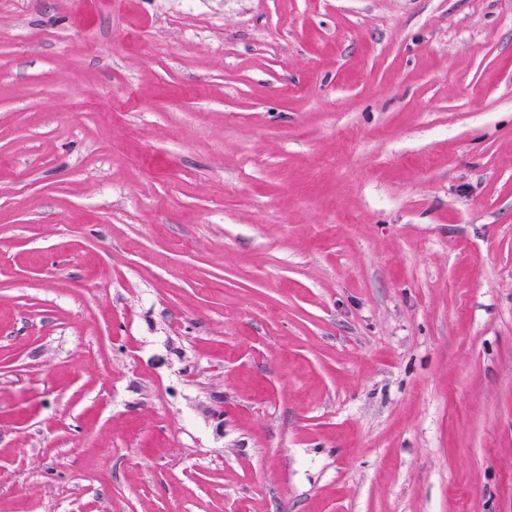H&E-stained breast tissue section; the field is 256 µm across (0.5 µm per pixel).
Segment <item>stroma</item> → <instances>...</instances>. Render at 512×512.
<instances>
[{
    "instance_id": "35a3bbf8",
    "label": "stroma",
    "mask_w": 512,
    "mask_h": 512,
    "mask_svg": "<svg viewBox=\"0 0 512 512\" xmlns=\"http://www.w3.org/2000/svg\"><path fill=\"white\" fill-rule=\"evenodd\" d=\"M0 512H512V0H0Z\"/></svg>"
}]
</instances>
